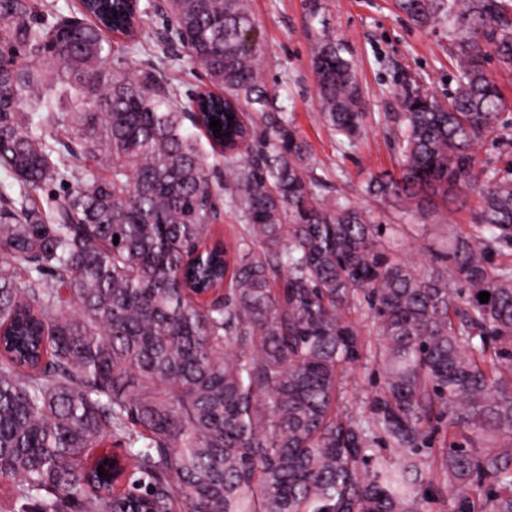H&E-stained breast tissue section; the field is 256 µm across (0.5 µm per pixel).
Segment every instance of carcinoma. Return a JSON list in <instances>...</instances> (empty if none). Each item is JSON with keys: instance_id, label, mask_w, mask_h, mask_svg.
Here are the masks:
<instances>
[{"instance_id": "carcinoma-1", "label": "carcinoma", "mask_w": 512, "mask_h": 512, "mask_svg": "<svg viewBox=\"0 0 512 512\" xmlns=\"http://www.w3.org/2000/svg\"><path fill=\"white\" fill-rule=\"evenodd\" d=\"M0 0V482L9 512H112L96 449L134 468L152 512H512V178L474 175L475 146L507 108L486 68L512 69L504 0H396L418 25L448 21L457 87L404 90L393 133L401 177L371 195L406 217L478 187L466 233L429 264L402 256L401 224L318 192L308 143L269 101L248 0H169L173 31L221 90L184 132L161 71L112 69L104 32L138 26L128 0H81L92 21L29 22ZM324 121L363 129L352 62L312 47ZM72 102L75 146L35 136L30 112ZM258 104L264 125L243 106ZM233 120H228V117ZM222 124L216 138L210 119ZM68 154L106 175L76 182L50 213L31 192L68 178ZM224 163V182L213 164ZM243 232L216 237L219 206ZM119 243H114V236ZM488 292L482 303L479 293ZM382 341L362 415L337 409L364 345ZM457 440L431 446L435 424ZM490 432L497 443L475 447Z\"/></svg>"}]
</instances>
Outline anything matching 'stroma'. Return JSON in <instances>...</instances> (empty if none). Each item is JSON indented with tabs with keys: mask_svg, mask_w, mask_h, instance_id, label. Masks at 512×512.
Wrapping results in <instances>:
<instances>
[{
	"mask_svg": "<svg viewBox=\"0 0 512 512\" xmlns=\"http://www.w3.org/2000/svg\"><path fill=\"white\" fill-rule=\"evenodd\" d=\"M262 52L260 67L270 96L285 107L293 127L311 147V157L331 188L368 211L375 223L394 224L398 216L383 199L370 195V178L397 173L401 156L392 137L401 111L400 97L409 87L447 97L456 86L453 46L448 26H419L399 11L394 0H249ZM142 34L137 41L113 44L109 65L130 64L136 69L158 66L155 41L171 28L167 0H140ZM329 35L342 45V54L356 66L364 96L365 134L349 144L324 123L311 71L310 45L314 37ZM174 57L166 78L181 105L193 92L208 88L200 68L179 42H171ZM488 72L497 81L508 104L499 126L476 147L477 172H512V70L488 59ZM478 205L476 193L461 189L457 202L439 206L429 221L428 238L409 236V256L428 262L436 244L449 238V227L468 230ZM362 330L366 355L360 366L347 372L339 409L357 415L378 381L374 354L380 340L366 313L353 311Z\"/></svg>",
	"mask_w": 512,
	"mask_h": 512,
	"instance_id": "35a3bbf8",
	"label": "stroma"
}]
</instances>
